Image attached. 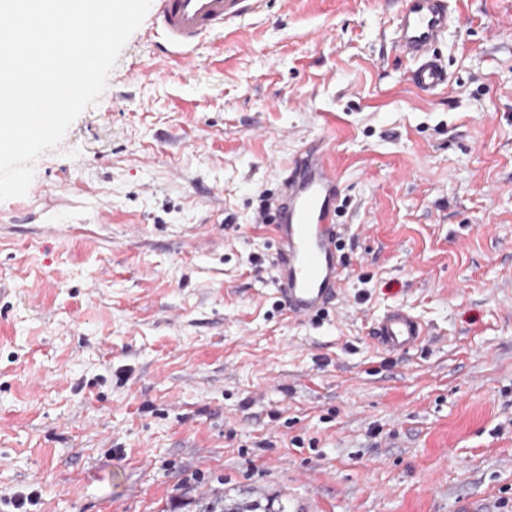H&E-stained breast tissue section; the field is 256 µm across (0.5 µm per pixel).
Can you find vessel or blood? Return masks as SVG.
<instances>
[{
  "label": "vessel or blood",
  "mask_w": 512,
  "mask_h": 512,
  "mask_svg": "<svg viewBox=\"0 0 512 512\" xmlns=\"http://www.w3.org/2000/svg\"><path fill=\"white\" fill-rule=\"evenodd\" d=\"M261 4L262 0H151L148 15L153 29L161 33L159 52L172 61L191 63L203 42L223 35L228 22L258 12ZM454 24L448 0H403L395 17L393 43L411 64L413 86L428 95L448 84L436 47ZM341 194L327 139L305 142L283 169L269 226L276 293L289 319L313 320L341 297ZM370 334L383 352L399 354L419 349L426 330L413 314L396 308L383 313Z\"/></svg>",
  "instance_id": "obj_1"
}]
</instances>
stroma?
<instances>
[{"mask_svg": "<svg viewBox=\"0 0 512 512\" xmlns=\"http://www.w3.org/2000/svg\"><path fill=\"white\" fill-rule=\"evenodd\" d=\"M448 2L433 98L402 0H265L188 65L131 35L0 202V512L512 504V0ZM316 136L346 280L296 322L256 216ZM396 306L429 330L400 356L369 335ZM262 500L265 501V504H262ZM199 507V512H286L284 504L273 497L238 500L228 498L226 494L224 498V494L219 492L201 502Z\"/></svg>", "mask_w": 512, "mask_h": 512, "instance_id": "35a3bbf8", "label": "stroma"}]
</instances>
